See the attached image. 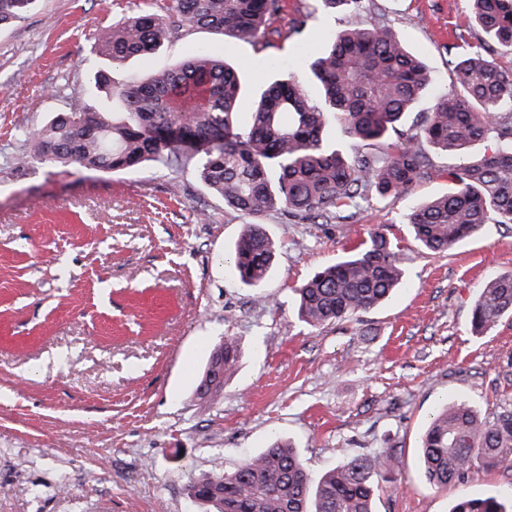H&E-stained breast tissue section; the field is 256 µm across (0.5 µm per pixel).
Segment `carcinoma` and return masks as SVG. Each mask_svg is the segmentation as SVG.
I'll return each instance as SVG.
<instances>
[{
  "label": "carcinoma",
  "mask_w": 512,
  "mask_h": 512,
  "mask_svg": "<svg viewBox=\"0 0 512 512\" xmlns=\"http://www.w3.org/2000/svg\"><path fill=\"white\" fill-rule=\"evenodd\" d=\"M34 2L0 0V26L24 18ZM316 2L322 11H354L362 0ZM282 13V0H170L164 15L141 13L102 31L94 51L113 64L146 58L183 28L250 40ZM470 22L486 38L463 43L453 85L414 128L407 119L432 75L388 24L376 21L335 33L314 58L317 99L291 76L264 82L249 99L237 71L207 48L117 88L99 70L94 82L124 111L100 112L74 96L67 110L28 133L31 149L17 161L112 171L150 164L175 174L194 167L201 182L242 215L279 211L328 224L370 192L392 201L431 179L429 150L463 153L491 137L490 150L446 170L445 194L407 217L419 246L444 255L493 217L512 223V111H502L512 108V69L495 60L498 52L512 53V0H471ZM331 128L349 147L327 139ZM374 142L384 150H364ZM276 254L263 225H244L231 253L234 279L262 285ZM404 272L405 257L377 227L295 289L297 317L313 329L350 321L391 298ZM509 315L512 272L480 288L471 328L481 335ZM211 352L220 353L223 368L218 379L204 368L202 404L223 395L242 358L241 344L229 335ZM420 458L423 477L437 488L463 482L479 468H512V408L488 420L470 402L444 403L422 434ZM397 470L388 446L313 477L292 443L277 437L231 472L191 478L186 495L207 512H375L382 483ZM450 512H512V494L462 498Z\"/></svg>",
  "instance_id": "cac0c4a2"
}]
</instances>
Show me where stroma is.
Returning <instances> with one entry per match:
<instances>
[{
	"label": "stroma",
	"mask_w": 512,
	"mask_h": 512,
	"mask_svg": "<svg viewBox=\"0 0 512 512\" xmlns=\"http://www.w3.org/2000/svg\"><path fill=\"white\" fill-rule=\"evenodd\" d=\"M169 0H36L0 27V512H204L184 491L202 471L233 469L290 440L319 474L393 446L397 482L377 512H448L464 496L512 489V469L475 471L438 489L418 458L438 403L464 399L486 418L512 404V317L475 335L471 309L489 278L512 271V224L489 222L447 256L419 250L406 216L444 193L460 156L433 151L436 175L395 201L360 200L333 224L261 222L280 243L269 280L246 288L227 257L248 219L225 206L194 169L100 172L18 165L33 126L71 95L120 106L90 83L113 85L171 67L198 47L259 77L308 72L335 32L382 19L434 77L417 104L451 87L457 33L469 0H365L352 14L319 12L308 52L284 43L271 69L252 43L208 29L180 32L150 60L118 66L96 56L106 27ZM179 179L185 190L172 194ZM384 225L406 258L403 286L358 320L313 330L292 290ZM236 336L243 356L223 396L195 397L211 347Z\"/></svg>",
	"instance_id": "obj_1"
}]
</instances>
